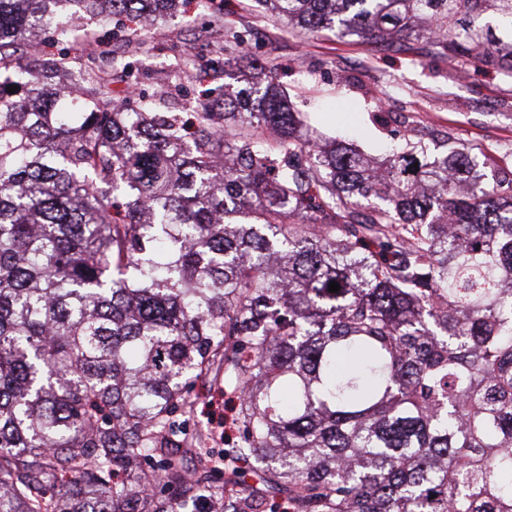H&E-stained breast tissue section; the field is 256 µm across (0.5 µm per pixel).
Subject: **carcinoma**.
Masks as SVG:
<instances>
[{
    "mask_svg": "<svg viewBox=\"0 0 512 512\" xmlns=\"http://www.w3.org/2000/svg\"><path fill=\"white\" fill-rule=\"evenodd\" d=\"M253 2L512 74V0ZM180 7L0 0V512H512V165L320 139L277 65L186 119L115 104L134 62L91 33L18 65L50 23ZM199 381L239 400L222 448Z\"/></svg>",
    "mask_w": 512,
    "mask_h": 512,
    "instance_id": "obj_1",
    "label": "carcinoma"
}]
</instances>
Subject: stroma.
Returning a JSON list of instances; mask_svg holds the SVG:
<instances>
[{
	"label": "stroma",
	"mask_w": 512,
	"mask_h": 512,
	"mask_svg": "<svg viewBox=\"0 0 512 512\" xmlns=\"http://www.w3.org/2000/svg\"><path fill=\"white\" fill-rule=\"evenodd\" d=\"M218 16L225 25L249 30L240 79L264 65L287 67L282 83L293 110L327 138L352 142L368 157L384 160L389 139L370 115L386 112L392 127L407 129L412 138L454 137L457 144L479 149V161L512 154L511 75L454 70L419 53L372 51L329 33H298L257 17L250 0H215L205 9L188 0L177 17L138 30L135 42L124 46L136 63L134 75L114 83L121 100L149 93L159 111H188L199 98L198 86L186 77L169 78L165 67L179 61L189 39L197 45L195 65L209 63L211 48L224 41L223 27L214 24ZM237 409L234 395L215 391L198 405L197 417L232 436Z\"/></svg>",
	"instance_id": "stroma-1"
}]
</instances>
